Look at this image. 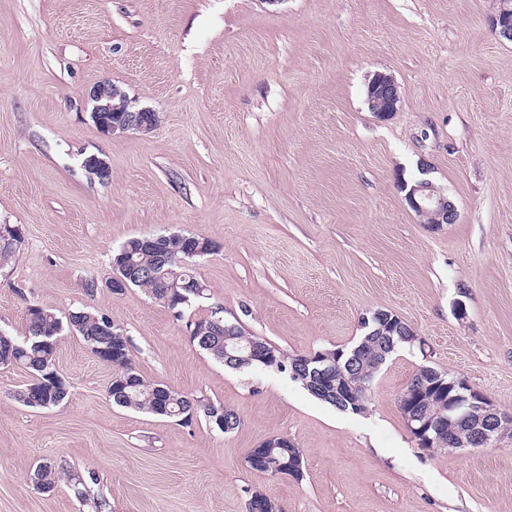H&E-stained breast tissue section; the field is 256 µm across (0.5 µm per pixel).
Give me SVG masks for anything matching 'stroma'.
<instances>
[{
	"mask_svg": "<svg viewBox=\"0 0 512 512\" xmlns=\"http://www.w3.org/2000/svg\"><path fill=\"white\" fill-rule=\"evenodd\" d=\"M497 0H0V224L24 241L0 265V328L26 309L90 307L131 340L148 381L241 418L230 434L118 407L112 369L63 333L59 406L25 407L30 381L0 367V512H512V445L419 449L398 398L423 365L512 413V43ZM397 112L367 102L373 74ZM108 81L159 121L97 130L87 98ZM105 158L102 183L81 166ZM427 173L459 218L434 229L402 182ZM184 232L218 243L193 263L206 296L286 354L348 347L361 320L399 315L420 346L393 353L366 412L339 411L288 374L232 371L183 321L108 287L126 240ZM301 479L249 469L273 436ZM44 458L92 470L90 503L30 481ZM102 508H95V501ZM400 99L399 86L391 76L378 72L369 80L367 101L377 116L388 117L397 112Z\"/></svg>",
	"mask_w": 512,
	"mask_h": 512,
	"instance_id": "stroma-1",
	"label": "stroma"
}]
</instances>
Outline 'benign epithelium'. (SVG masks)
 Segmentation results:
<instances>
[{"label": "benign epithelium", "instance_id": "1", "mask_svg": "<svg viewBox=\"0 0 512 512\" xmlns=\"http://www.w3.org/2000/svg\"><path fill=\"white\" fill-rule=\"evenodd\" d=\"M492 25L501 38L512 42V9L508 3L501 4L492 19ZM118 94L120 89L110 82L99 83L89 91V98L93 102V117L102 131L120 135L129 131H149L156 125L157 116L154 112L146 108H136L130 103L121 109V115L116 120H107L104 114L113 111L112 100ZM367 101L377 116L388 117L398 110L399 86L391 76L377 72L369 80ZM84 167L90 175L97 176L103 181L109 176V166L101 157L87 158ZM405 200L421 222L432 228L457 221L458 211L448 191L428 179H421L412 184L405 195ZM270 355L271 351L254 343L245 348L233 347L224 350V359L238 362L260 361ZM437 387L448 393L447 405L435 409L417 408L420 395ZM398 404L406 417L413 439L424 451L433 447L435 441L430 432H439L442 424L449 418H457L460 424L471 429V436L466 441L459 442L448 438V446L454 449L512 443V414L497 408L488 397L465 380L456 378L446 382L444 377L438 374L422 381L416 387L408 388L399 398Z\"/></svg>", "mask_w": 512, "mask_h": 512}]
</instances>
